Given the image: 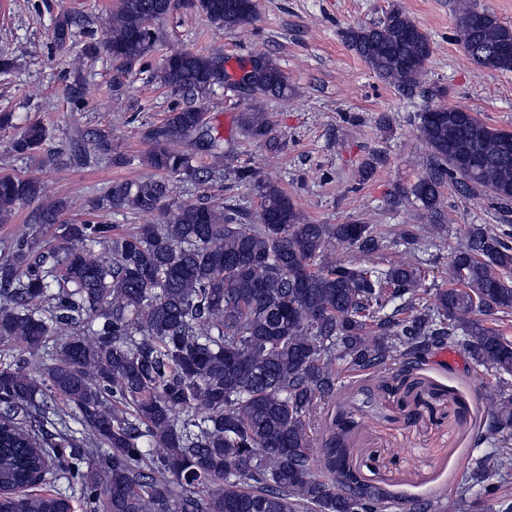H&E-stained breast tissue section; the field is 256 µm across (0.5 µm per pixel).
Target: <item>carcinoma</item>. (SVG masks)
I'll list each match as a JSON object with an SVG mask.
<instances>
[{
    "mask_svg": "<svg viewBox=\"0 0 512 512\" xmlns=\"http://www.w3.org/2000/svg\"><path fill=\"white\" fill-rule=\"evenodd\" d=\"M174 0H121L109 18L104 49L119 88L155 47L152 25L167 21ZM228 32L257 18L256 0H198ZM457 39L476 64L512 71V27L495 14L458 4ZM87 20L71 12L51 39L67 50ZM345 42L384 82L407 93L419 85L432 42L406 12L392 8L373 26L351 27ZM247 89L240 126L271 140L269 99L292 92L268 55L243 67ZM224 59L165 45L161 79L176 93L203 96L224 84ZM418 130L433 167L393 203L410 199L427 222L442 219L449 181L497 203H512V131L488 126L463 107L426 105ZM192 145L224 150L218 130L195 106L175 108L144 131L147 164L198 181ZM47 137L38 121L14 138L29 158ZM255 180L258 224L236 205L186 201L168 213L162 179L115 182L95 211L156 215L133 233L116 225L62 220L68 203L40 204L29 230L0 242V512H387V496L349 464L340 418L325 442L322 480L313 471L312 423L336 392V366L371 369L396 352L420 364L433 348L464 341L472 362L512 374V340L478 319L512 315V225L470 224L454 252L455 283L432 307L417 303L413 265L331 260L339 243L379 255L383 237L368 224L304 220L279 184ZM36 176H0V221L41 198ZM58 244L44 247L41 229ZM62 399L64 406L57 404ZM498 448L470 466L458 503L471 512H512L501 496L512 482V394L502 392L482 441ZM63 490L37 492L46 475ZM480 499L470 500L472 486Z\"/></svg>",
    "mask_w": 512,
    "mask_h": 512,
    "instance_id": "1",
    "label": "carcinoma"
}]
</instances>
